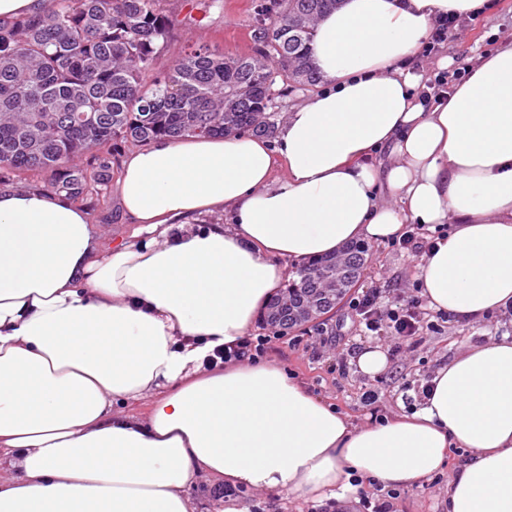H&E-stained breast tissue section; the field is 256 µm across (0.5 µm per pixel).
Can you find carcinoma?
<instances>
[{
  "instance_id": "carcinoma-1",
  "label": "carcinoma",
  "mask_w": 512,
  "mask_h": 512,
  "mask_svg": "<svg viewBox=\"0 0 512 512\" xmlns=\"http://www.w3.org/2000/svg\"><path fill=\"white\" fill-rule=\"evenodd\" d=\"M164 0H45L41 12L0 18V179L43 175L75 202L105 199L116 141L147 145L186 134L275 132V78L318 80L308 53L319 16L341 0H261L255 56L188 44L152 80L172 19ZM235 111L226 112L228 102ZM368 247L298 266L266 307L283 332L336 308L359 281Z\"/></svg>"
}]
</instances>
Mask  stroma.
Instances as JSON below:
<instances>
[{
  "label": "stroma",
  "instance_id": "1",
  "mask_svg": "<svg viewBox=\"0 0 512 512\" xmlns=\"http://www.w3.org/2000/svg\"><path fill=\"white\" fill-rule=\"evenodd\" d=\"M258 0H214L196 9L185 0H167L173 19L168 46L156 61V72L166 71L175 55L189 43L216 47L228 55L254 54L252 18ZM512 38V0H496L495 11L487 16L463 19L444 43L428 56H419L417 66L428 76L455 80L459 69L471 58L492 50L503 39ZM87 211L105 247L129 238L117 191L109 189L106 203H89ZM371 255L358 291H376L380 306L390 309L401 292L416 287L418 260L392 242L371 243ZM512 336V314H491L479 321L430 313L410 350L389 358L384 372L368 377L356 364V356L368 345L387 346L386 336L366 333L350 302H343L319 326L288 335L274 334L263 318H256L250 337L265 336L269 342L263 359L276 362L289 374L301 378L311 393L362 423L366 416L395 415L420 403L422 389L435 370L459 352L494 337ZM377 394L375 404L362 402L365 391ZM463 462L462 453L452 448L446 463L431 479L398 489L391 512H447L448 479ZM244 512L260 505L265 512H310L311 502L276 491L237 488L233 497Z\"/></svg>",
  "mask_w": 512,
  "mask_h": 512
}]
</instances>
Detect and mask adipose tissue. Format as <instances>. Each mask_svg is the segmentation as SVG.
Segmentation results:
<instances>
[{
	"instance_id": "obj_1",
	"label": "adipose tissue",
	"mask_w": 512,
	"mask_h": 512,
	"mask_svg": "<svg viewBox=\"0 0 512 512\" xmlns=\"http://www.w3.org/2000/svg\"><path fill=\"white\" fill-rule=\"evenodd\" d=\"M494 9L343 0L309 46L323 85L274 141L184 135L126 154L132 233L112 252L66 193L0 190V512H194L204 477L343 499L352 474L406 487L452 448L466 459L448 512H512V336L438 368L412 414L361 425L276 363L204 366L245 340L285 262L410 224L449 228L418 263L430 309L512 307V41L426 100L414 69L439 22Z\"/></svg>"
}]
</instances>
